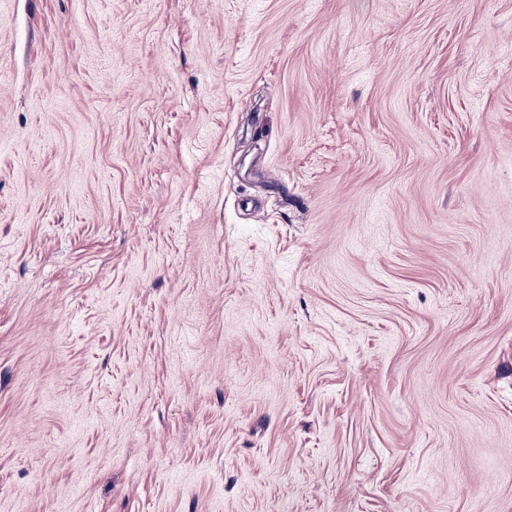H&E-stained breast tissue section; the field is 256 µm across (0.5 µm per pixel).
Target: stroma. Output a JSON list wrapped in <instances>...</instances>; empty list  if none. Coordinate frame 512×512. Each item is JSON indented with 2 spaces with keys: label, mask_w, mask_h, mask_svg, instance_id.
<instances>
[{
  "label": "stroma",
  "mask_w": 512,
  "mask_h": 512,
  "mask_svg": "<svg viewBox=\"0 0 512 512\" xmlns=\"http://www.w3.org/2000/svg\"><path fill=\"white\" fill-rule=\"evenodd\" d=\"M0 512H512V0H0Z\"/></svg>",
  "instance_id": "obj_1"
}]
</instances>
